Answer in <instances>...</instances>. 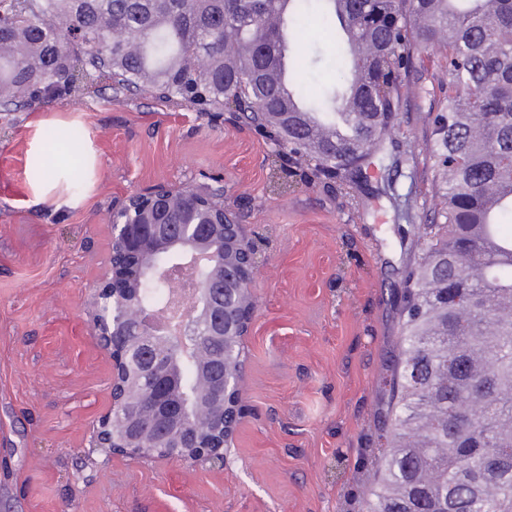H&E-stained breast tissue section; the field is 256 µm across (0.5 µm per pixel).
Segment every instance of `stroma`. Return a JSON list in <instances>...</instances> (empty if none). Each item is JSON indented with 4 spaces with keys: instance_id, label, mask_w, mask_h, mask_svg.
<instances>
[{
    "instance_id": "1",
    "label": "stroma",
    "mask_w": 512,
    "mask_h": 512,
    "mask_svg": "<svg viewBox=\"0 0 512 512\" xmlns=\"http://www.w3.org/2000/svg\"><path fill=\"white\" fill-rule=\"evenodd\" d=\"M302 43L332 82L338 49L317 11ZM438 89L420 81L394 141L417 167L359 176L370 206H345L333 188L277 193L262 130L226 112L149 96L64 97L0 112V512H363L370 431L387 405L380 385L400 342L393 294L401 243L416 240L431 196L425 117ZM68 115L101 150L99 180L82 207L29 205V124ZM164 182L223 187V201L262 246L245 338L243 417L224 466L88 453L92 426L112 400V362L88 322L108 268L112 208Z\"/></svg>"
}]
</instances>
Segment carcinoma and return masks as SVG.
Listing matches in <instances>:
<instances>
[{
    "label": "carcinoma",
    "instance_id": "carcinoma-1",
    "mask_svg": "<svg viewBox=\"0 0 512 512\" xmlns=\"http://www.w3.org/2000/svg\"><path fill=\"white\" fill-rule=\"evenodd\" d=\"M342 50L336 81L314 91L316 59L295 50L311 2ZM434 49L448 82L441 112L428 115L434 192L412 246L401 293L400 349L384 380L389 402L375 424L366 512H512V0H0V112H21L103 77L118 92H144L203 111H245L288 145L300 175L327 173L340 185L364 169L416 162L383 143L412 97L415 57ZM351 134L339 137L336 111ZM77 154L82 135L47 137ZM185 187L165 221L189 218ZM226 274L243 253L225 235ZM169 290L141 299L155 308ZM227 343L205 342L181 366L180 393L201 391L218 368L243 367L241 299L229 298ZM157 379L140 367L134 393ZM211 409L184 429L182 443H212Z\"/></svg>",
    "mask_w": 512,
    "mask_h": 512
}]
</instances>
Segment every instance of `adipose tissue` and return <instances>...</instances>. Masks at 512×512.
Returning a JSON list of instances; mask_svg holds the SVG:
<instances>
[{"label": "adipose tissue", "mask_w": 512, "mask_h": 512, "mask_svg": "<svg viewBox=\"0 0 512 512\" xmlns=\"http://www.w3.org/2000/svg\"><path fill=\"white\" fill-rule=\"evenodd\" d=\"M63 119L42 118L32 123L28 139L26 184L32 205H50L57 211L82 207L95 187L99 174L98 151L94 142H87L78 166L57 163L47 170L41 165L44 153V133L52 126L65 127Z\"/></svg>", "instance_id": "ef3b65f1"}]
</instances>
